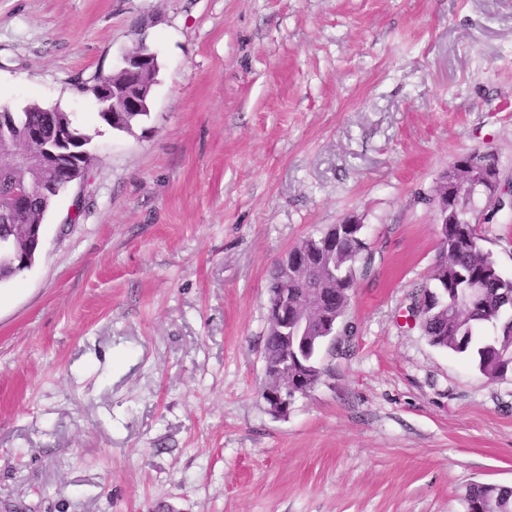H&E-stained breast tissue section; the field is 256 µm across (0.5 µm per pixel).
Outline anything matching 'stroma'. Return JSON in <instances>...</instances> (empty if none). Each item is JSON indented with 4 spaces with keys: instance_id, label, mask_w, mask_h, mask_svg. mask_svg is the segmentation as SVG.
Returning a JSON list of instances; mask_svg holds the SVG:
<instances>
[{
    "instance_id": "1",
    "label": "stroma",
    "mask_w": 512,
    "mask_h": 512,
    "mask_svg": "<svg viewBox=\"0 0 512 512\" xmlns=\"http://www.w3.org/2000/svg\"><path fill=\"white\" fill-rule=\"evenodd\" d=\"M151 16L150 116L116 132L76 85ZM32 101L93 160L0 284V512H467L512 485V375L408 313L448 168L490 152L512 185V0H0V108ZM353 214L356 334L275 416L271 269ZM479 231L512 277V211ZM465 499L470 512H512V488L477 483L467 489Z\"/></svg>"
}]
</instances>
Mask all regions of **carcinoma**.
Listing matches in <instances>:
<instances>
[{"instance_id":"1","label":"carcinoma","mask_w":512,"mask_h":512,"mask_svg":"<svg viewBox=\"0 0 512 512\" xmlns=\"http://www.w3.org/2000/svg\"><path fill=\"white\" fill-rule=\"evenodd\" d=\"M115 73L97 72L77 83L78 91L97 94L112 88ZM151 98L141 99L136 112H114L112 102L101 104L99 118L113 130L132 134L150 115ZM10 122L0 126V150L7 146L35 149L39 143L29 134L38 130L44 139L53 137L61 126L71 130L73 140L63 147L62 166L49 176L55 189L65 187L60 177L65 167L80 160L79 153L91 137L80 128L72 115L56 107L48 108L33 101L23 111L0 109ZM468 171L448 172V184L438 190L448 193V224L439 240V252L430 274L433 285H423L415 292L411 314L417 318L429 342L441 349L468 357L481 375L489 380L512 374V277L503 275L490 251L481 244L475 216V195L451 193L459 178H480L483 166H494L490 153L468 154ZM26 179L22 171L0 172V237L9 244L0 249V277L14 276L13 256L24 252L25 241L14 234L16 224H42L53 206L49 195L35 193L22 212L11 207L15 186ZM358 224H333L318 236H308L291 248V253L321 262L320 279L323 297L314 307L304 306L305 320L288 326V339L270 328L264 343V356L273 363L283 355L296 357L288 362V383L304 391L314 390L326 375L324 355L346 354L355 334L347 320L351 291L357 277L370 272L371 261L365 255L366 244L359 236ZM471 512H512V488L491 483L471 485L465 494Z\"/></svg>"}]
</instances>
